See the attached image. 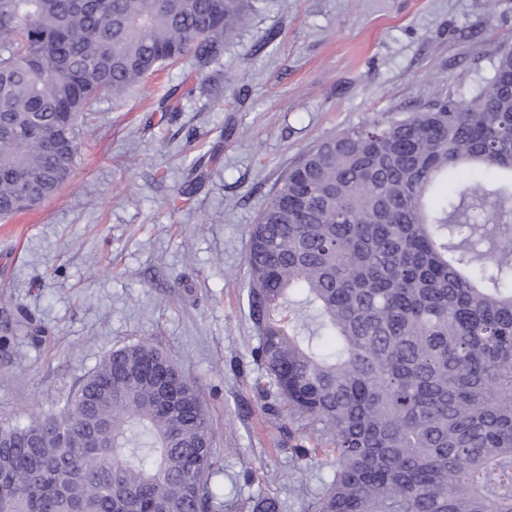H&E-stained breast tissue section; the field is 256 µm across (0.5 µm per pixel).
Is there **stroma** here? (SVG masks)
<instances>
[{
	"instance_id": "1",
	"label": "stroma",
	"mask_w": 512,
	"mask_h": 512,
	"mask_svg": "<svg viewBox=\"0 0 512 512\" xmlns=\"http://www.w3.org/2000/svg\"><path fill=\"white\" fill-rule=\"evenodd\" d=\"M208 67L166 66L97 100L72 173L0 222V415L59 410L113 349L141 339L200 388L221 512L257 491L308 512L327 468L311 425L263 407L245 252L289 164L337 132L462 99L512 45V0H249Z\"/></svg>"
}]
</instances>
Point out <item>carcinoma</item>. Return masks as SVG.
Instances as JSON below:
<instances>
[{
    "mask_svg": "<svg viewBox=\"0 0 512 512\" xmlns=\"http://www.w3.org/2000/svg\"><path fill=\"white\" fill-rule=\"evenodd\" d=\"M246 20V0H0V218L66 182L93 100L206 67ZM429 95L307 150L247 226L262 394L331 468L310 512H512V46L465 102ZM1 443L0 512L215 507L200 390L147 341L59 412L0 417Z\"/></svg>",
    "mask_w": 512,
    "mask_h": 512,
    "instance_id": "1",
    "label": "carcinoma"
}]
</instances>
